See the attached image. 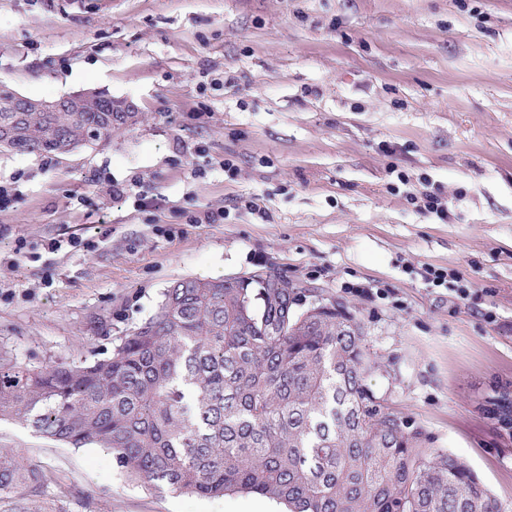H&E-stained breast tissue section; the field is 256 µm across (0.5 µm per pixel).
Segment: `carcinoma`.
<instances>
[{
    "label": "carcinoma",
    "mask_w": 512,
    "mask_h": 512,
    "mask_svg": "<svg viewBox=\"0 0 512 512\" xmlns=\"http://www.w3.org/2000/svg\"><path fill=\"white\" fill-rule=\"evenodd\" d=\"M93 112L0 111V149L66 154L136 121L99 94ZM304 288L185 277L154 315L90 364L0 363V419L70 448L112 453L131 479L203 497L263 496L286 512H501L457 457L421 446L422 432L384 409L367 385L363 331ZM512 430V391L487 400ZM45 474L0 451V501L29 512Z\"/></svg>",
    "instance_id": "obj_1"
}]
</instances>
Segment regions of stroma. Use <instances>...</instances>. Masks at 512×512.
I'll use <instances>...</instances> for the list:
<instances>
[{
    "label": "stroma",
    "mask_w": 512,
    "mask_h": 512,
    "mask_svg": "<svg viewBox=\"0 0 512 512\" xmlns=\"http://www.w3.org/2000/svg\"><path fill=\"white\" fill-rule=\"evenodd\" d=\"M0 81L139 115L70 154L0 152V360L93 361L175 280L270 269L360 321L382 406L512 512L484 411L512 382V0H0ZM427 189L447 219L410 200ZM0 449L48 475L31 512H281L150 489L10 420ZM428 279L432 280V282H445L448 277V282H452L453 286L456 287L455 291L458 297L462 300H465L469 294V286L468 281L464 279L460 272L456 270H448L445 272L441 269H436L434 267H430L426 269Z\"/></svg>",
    "instance_id": "stroma-1"
}]
</instances>
